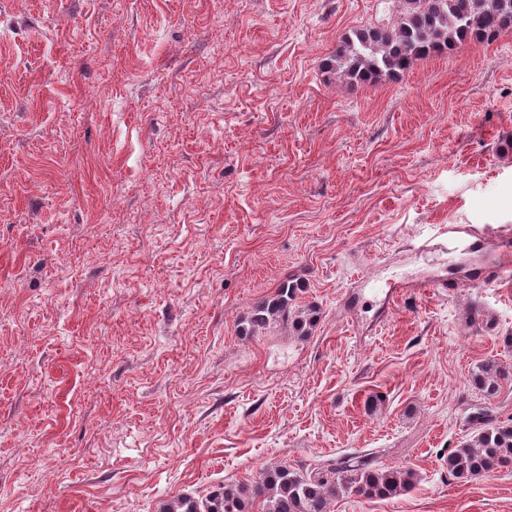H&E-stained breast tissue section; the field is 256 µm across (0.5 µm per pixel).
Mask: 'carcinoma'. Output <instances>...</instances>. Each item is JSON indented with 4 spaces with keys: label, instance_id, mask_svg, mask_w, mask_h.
<instances>
[{
    "label": "carcinoma",
    "instance_id": "1",
    "mask_svg": "<svg viewBox=\"0 0 512 512\" xmlns=\"http://www.w3.org/2000/svg\"><path fill=\"white\" fill-rule=\"evenodd\" d=\"M394 21L383 19L356 27L340 38L323 60V68L349 82L367 84L396 78L429 57L453 52L464 45L490 44L512 30V0H404ZM301 288L291 280L257 302L239 322L247 336L272 325L286 324L305 336L316 322L314 305L297 306ZM508 374L495 360L481 364L472 378L483 397L495 396ZM471 441L451 450L448 472L464 479L489 476L512 465V419L488 422L487 414L474 416ZM409 469L379 468L361 457H341L326 469L305 473L284 463L267 469L254 483L223 484L204 497L182 495L161 507V512H330L343 494L367 499L397 497L413 488Z\"/></svg>",
    "mask_w": 512,
    "mask_h": 512
}]
</instances>
